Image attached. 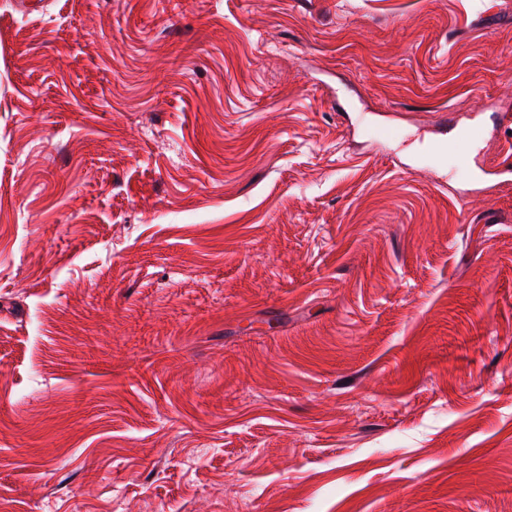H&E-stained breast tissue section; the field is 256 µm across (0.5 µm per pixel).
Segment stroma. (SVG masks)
Instances as JSON below:
<instances>
[{
	"mask_svg": "<svg viewBox=\"0 0 512 512\" xmlns=\"http://www.w3.org/2000/svg\"><path fill=\"white\" fill-rule=\"evenodd\" d=\"M506 167L512 0H0V512H512Z\"/></svg>",
	"mask_w": 512,
	"mask_h": 512,
	"instance_id": "35a3bbf8",
	"label": "stroma"
}]
</instances>
